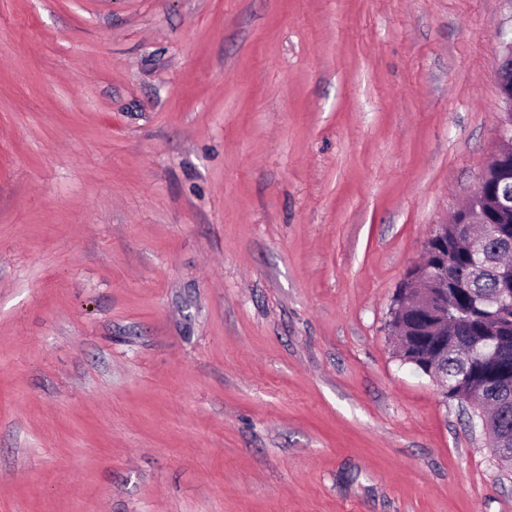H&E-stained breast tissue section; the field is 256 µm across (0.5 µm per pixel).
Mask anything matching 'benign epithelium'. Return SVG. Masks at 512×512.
Returning a JSON list of instances; mask_svg holds the SVG:
<instances>
[{
    "label": "benign epithelium",
    "mask_w": 512,
    "mask_h": 512,
    "mask_svg": "<svg viewBox=\"0 0 512 512\" xmlns=\"http://www.w3.org/2000/svg\"><path fill=\"white\" fill-rule=\"evenodd\" d=\"M503 53L499 66H512V29L500 30L498 34ZM508 80L503 71H498L500 111L502 118L498 129L497 146L492 156L486 175L481 184L492 188L495 212L481 214L477 211L462 212L451 225L439 224L425 241L433 257L432 264L422 267L413 265L399 289L392 309V320L400 325L410 324L419 335H426L418 350L416 365L435 382L440 384L441 394L459 395L457 389L462 387L465 378L448 386V374L440 369L441 363L448 358V346L466 347L469 354H474L475 345L465 324L455 323L453 337H448V232H453L456 240L469 242L472 256L471 271L477 272L487 261L485 252L486 239L489 234H507L508 229L493 222L495 214L512 211V194L499 190L502 185L512 182V91L502 90ZM492 361L503 365L495 373L487 374V380L501 390H512V374L504 365L512 357V337L505 336L493 345Z\"/></svg>",
    "instance_id": "7a95c632"
}]
</instances>
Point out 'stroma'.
<instances>
[{"instance_id": "1", "label": "stroma", "mask_w": 512, "mask_h": 512, "mask_svg": "<svg viewBox=\"0 0 512 512\" xmlns=\"http://www.w3.org/2000/svg\"><path fill=\"white\" fill-rule=\"evenodd\" d=\"M512 0H0V512H512L400 360Z\"/></svg>"}]
</instances>
